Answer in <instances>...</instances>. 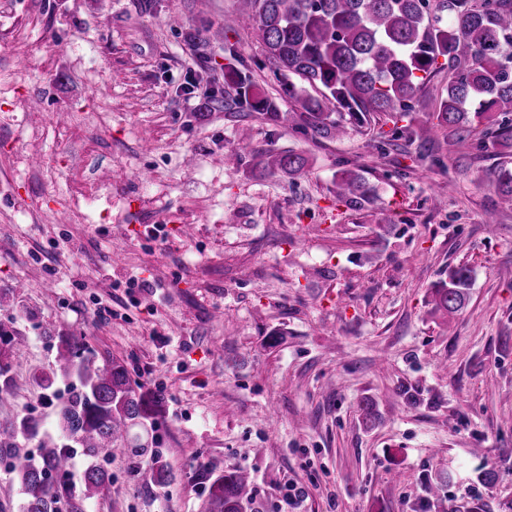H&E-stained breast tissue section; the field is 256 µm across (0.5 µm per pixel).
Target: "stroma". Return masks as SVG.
<instances>
[{"mask_svg": "<svg viewBox=\"0 0 512 512\" xmlns=\"http://www.w3.org/2000/svg\"><path fill=\"white\" fill-rule=\"evenodd\" d=\"M228 42L288 111L237 0H0V288L19 287L30 309L0 306L23 342L0 422L55 430L36 382L56 355L49 323L165 400L172 482L145 486L136 471L150 456L115 455L88 512H202L208 474L228 467L250 472L253 512H284L289 484L300 512H512V204L491 186L499 158L444 142L421 164L414 147L378 149L374 130L332 141L236 117ZM190 76L207 97L185 94ZM288 148L308 157L304 174L260 172V153ZM347 163L376 186L372 202H337ZM88 192L93 207L64 210ZM180 224L197 236L180 239ZM145 225L166 238L140 236ZM462 266L467 306L435 317L432 288ZM132 276L161 289L126 287ZM483 466L493 484L477 481ZM441 467L453 479L434 499Z\"/></svg>", "mask_w": 512, "mask_h": 512, "instance_id": "stroma-1", "label": "stroma"}]
</instances>
